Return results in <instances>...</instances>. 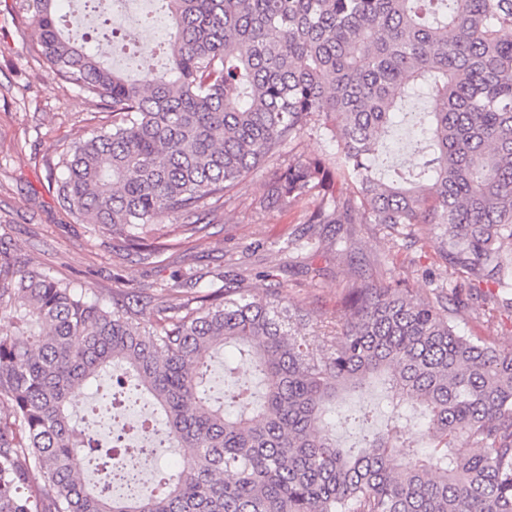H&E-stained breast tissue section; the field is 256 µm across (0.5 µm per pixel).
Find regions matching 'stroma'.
Listing matches in <instances>:
<instances>
[{
    "label": "stroma",
    "mask_w": 512,
    "mask_h": 512,
    "mask_svg": "<svg viewBox=\"0 0 512 512\" xmlns=\"http://www.w3.org/2000/svg\"><path fill=\"white\" fill-rule=\"evenodd\" d=\"M11 5L0 0V244L24 262L81 284L92 297L121 295L134 306L170 289L183 298L228 286L257 295L280 289L311 311L301 333L314 346L352 280L427 292L452 287L429 244L435 229L428 224L392 233L377 224H318L315 248L297 253L303 207H260L271 178L264 166L230 202L204 208L202 232L185 234L182 217L170 216L167 246L155 255L66 216L55 199L63 176L58 156L90 136L102 115L86 94L34 61L29 23Z\"/></svg>",
    "instance_id": "35a3bbf8"
}]
</instances>
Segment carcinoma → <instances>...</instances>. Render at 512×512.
<instances>
[{
    "label": "carcinoma",
    "mask_w": 512,
    "mask_h": 512,
    "mask_svg": "<svg viewBox=\"0 0 512 512\" xmlns=\"http://www.w3.org/2000/svg\"><path fill=\"white\" fill-rule=\"evenodd\" d=\"M55 0H16L29 51L92 97L112 125L58 157L61 210L126 236L161 230L220 201L266 162L263 204L316 203L303 223L434 224L451 271L444 297L398 284L345 289L336 325L312 348L307 314L282 292L170 295L108 307L0 248V512H512V348L459 333L464 309L490 319L512 288V0H163L169 67L129 80L58 23ZM426 93L391 178L373 161L393 115ZM323 129L328 159L280 161ZM226 346L261 390L242 411L209 396ZM121 366L104 408L132 395L164 416L157 448L182 469L142 496L77 476L99 448L70 411L74 391ZM380 387L387 424L341 448V396ZM428 444L407 441L414 415ZM405 452L394 462L393 449Z\"/></svg>",
    "instance_id": "1"
}]
</instances>
